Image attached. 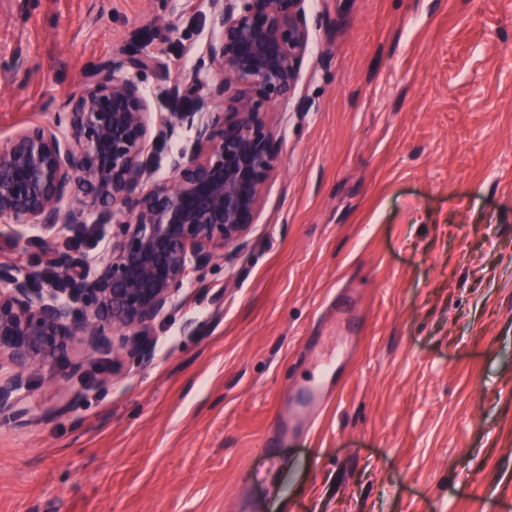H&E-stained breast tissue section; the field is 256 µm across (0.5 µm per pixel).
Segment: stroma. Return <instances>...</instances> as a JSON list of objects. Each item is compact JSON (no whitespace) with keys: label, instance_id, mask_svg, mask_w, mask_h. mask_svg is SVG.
Here are the masks:
<instances>
[{"label":"stroma","instance_id":"stroma-1","mask_svg":"<svg viewBox=\"0 0 512 512\" xmlns=\"http://www.w3.org/2000/svg\"><path fill=\"white\" fill-rule=\"evenodd\" d=\"M248 245L199 271L150 358L71 347L0 418V512H512V0H308ZM217 32L209 0H0V139L133 50L152 112ZM191 131H161L156 177ZM112 212L0 233V264L94 259ZM347 354L310 431L274 434ZM274 436L273 451L261 443ZM342 345V337L328 336L315 364V368L319 371L321 377L329 372L336 364V361L341 358Z\"/></svg>","mask_w":512,"mask_h":512}]
</instances>
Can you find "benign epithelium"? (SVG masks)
I'll return each instance as SVG.
<instances>
[{"instance_id":"benign-epithelium-1","label":"benign epithelium","mask_w":512,"mask_h":512,"mask_svg":"<svg viewBox=\"0 0 512 512\" xmlns=\"http://www.w3.org/2000/svg\"><path fill=\"white\" fill-rule=\"evenodd\" d=\"M305 2L210 0L218 33L197 68L219 78L198 106L214 111L165 118L193 140L190 153L170 156L164 180L145 157L155 127L148 99L137 80L115 76L156 67L141 51L97 67L54 123L21 124L0 140L1 224L57 232L99 207L118 217L94 265L54 261L77 284L69 301L20 266H0V361L12 367L0 378V415L14 412L31 369L68 361L76 341L149 358L145 333L192 275L247 246L277 169L266 109L295 95L307 52Z\"/></svg>"}]
</instances>
